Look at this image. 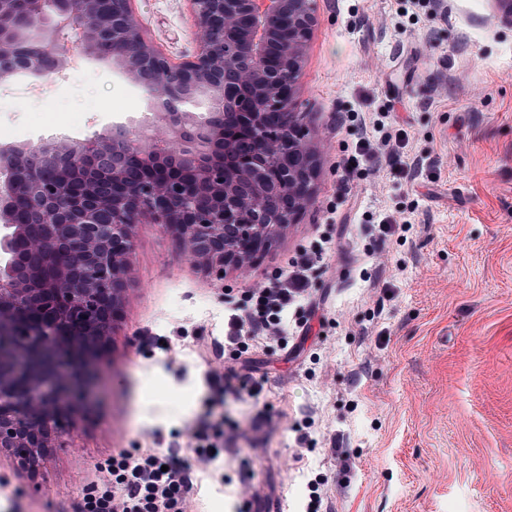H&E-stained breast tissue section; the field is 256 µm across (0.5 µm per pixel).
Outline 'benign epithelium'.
Masks as SVG:
<instances>
[{"label":"benign epithelium","mask_w":512,"mask_h":512,"mask_svg":"<svg viewBox=\"0 0 512 512\" xmlns=\"http://www.w3.org/2000/svg\"><path fill=\"white\" fill-rule=\"evenodd\" d=\"M196 52L171 63L130 0H0V79L112 61L160 108L109 135L0 145V448L56 447L70 402L123 318L134 227L159 225L207 270L245 272L295 224L317 169L294 111L316 0H189ZM77 35L74 41L65 33ZM206 112L186 110L197 99Z\"/></svg>","instance_id":"7a95c632"}]
</instances>
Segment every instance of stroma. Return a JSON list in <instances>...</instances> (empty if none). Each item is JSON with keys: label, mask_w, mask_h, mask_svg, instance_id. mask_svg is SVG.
I'll list each match as a JSON object with an SVG mask.
<instances>
[{"label": "stroma", "mask_w": 512, "mask_h": 512, "mask_svg": "<svg viewBox=\"0 0 512 512\" xmlns=\"http://www.w3.org/2000/svg\"><path fill=\"white\" fill-rule=\"evenodd\" d=\"M132 9L171 63L194 53L187 0ZM296 88L318 168L300 222L220 279L136 225L97 401L36 476L15 471L0 512H75L113 451L151 432L170 442L206 411L238 450L192 472L197 512H239L249 493L252 512H512V23L498 0H318ZM152 114L96 59L0 81V144ZM380 118L390 142L375 165L355 144ZM386 215L400 228L384 237ZM303 254L316 262L288 314L309 327L299 356L221 347L225 312Z\"/></svg>", "instance_id": "35a3bbf8"}]
</instances>
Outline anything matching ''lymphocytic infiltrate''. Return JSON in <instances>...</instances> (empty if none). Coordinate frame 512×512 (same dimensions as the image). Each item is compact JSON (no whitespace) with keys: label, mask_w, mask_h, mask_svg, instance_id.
Returning a JSON list of instances; mask_svg holds the SVG:
<instances>
[{"label":"lymphocytic infiltrate","mask_w":512,"mask_h":512,"mask_svg":"<svg viewBox=\"0 0 512 512\" xmlns=\"http://www.w3.org/2000/svg\"><path fill=\"white\" fill-rule=\"evenodd\" d=\"M312 264V258H301L298 271L255 289L253 309L238 308L229 315L225 344L242 348L254 338L287 344L286 314L303 296L305 272ZM223 453V430L199 417L187 442H171L164 450L152 443L134 453L122 449L112 455L97 490L84 497L77 512H192L191 468H210Z\"/></svg>","instance_id":"obj_1"}]
</instances>
